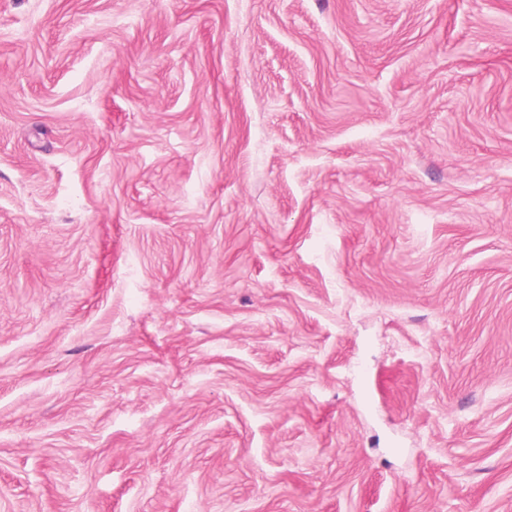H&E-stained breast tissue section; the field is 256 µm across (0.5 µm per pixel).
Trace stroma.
<instances>
[{
  "instance_id": "stroma-1",
  "label": "stroma",
  "mask_w": 512,
  "mask_h": 512,
  "mask_svg": "<svg viewBox=\"0 0 512 512\" xmlns=\"http://www.w3.org/2000/svg\"><path fill=\"white\" fill-rule=\"evenodd\" d=\"M0 512H512V0H0Z\"/></svg>"
}]
</instances>
